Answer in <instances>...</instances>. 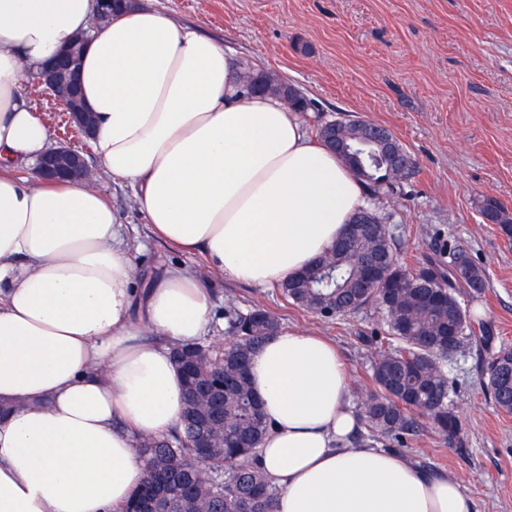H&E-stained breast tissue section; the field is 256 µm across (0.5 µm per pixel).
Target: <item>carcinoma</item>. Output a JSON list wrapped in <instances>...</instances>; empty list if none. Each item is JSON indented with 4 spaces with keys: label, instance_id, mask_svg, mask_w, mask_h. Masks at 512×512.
<instances>
[{
    "label": "carcinoma",
    "instance_id": "obj_1",
    "mask_svg": "<svg viewBox=\"0 0 512 512\" xmlns=\"http://www.w3.org/2000/svg\"><path fill=\"white\" fill-rule=\"evenodd\" d=\"M363 120L337 119L318 128L323 141L336 142V154L368 188L379 195L407 174L398 171L397 141L387 145L361 133ZM485 223L512 236V215L496 199L477 202ZM349 224L333 257L279 286L292 304L323 318H346L367 308L383 316L384 336H363L371 349V384L359 396L358 439L385 438L405 447L428 421L450 448L463 444L462 419L449 403L446 366L473 341L487 347L486 390L494 404L512 412V347H489L479 336L459 297L482 293L485 271L460 248L442 246L416 269L400 261L394 229L384 218ZM278 319L257 306L246 312L224 309V342L177 345L171 357L183 377L182 430L139 442L141 479L124 512H155L162 497L170 512H274L278 488L258 464V444L266 423L248 382L257 349L274 340ZM224 382V429H210V462L199 456L194 434L205 415L199 392Z\"/></svg>",
    "mask_w": 512,
    "mask_h": 512
}]
</instances>
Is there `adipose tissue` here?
<instances>
[{"instance_id":"ef3b65f1","label":"adipose tissue","mask_w":512,"mask_h":512,"mask_svg":"<svg viewBox=\"0 0 512 512\" xmlns=\"http://www.w3.org/2000/svg\"><path fill=\"white\" fill-rule=\"evenodd\" d=\"M95 0H0V512H122L139 440L177 429L170 355L214 313L193 273L150 279L95 186L29 181L49 147L23 100L28 71L89 26ZM93 152L131 183L154 237L223 275L270 288L327 253L365 203L362 182L297 112L242 89L223 45L132 7L81 59ZM249 379L275 512H477L458 482L411 455L354 441L346 367L320 336L281 333Z\"/></svg>"}]
</instances>
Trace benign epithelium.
I'll return each mask as SVG.
<instances>
[{
    "label": "benign epithelium",
    "instance_id": "obj_1",
    "mask_svg": "<svg viewBox=\"0 0 512 512\" xmlns=\"http://www.w3.org/2000/svg\"><path fill=\"white\" fill-rule=\"evenodd\" d=\"M101 5L93 16L92 30H100L116 11H121L133 0H99ZM89 37L80 34L75 44L60 50L42 63L34 73L33 85L51 92L63 106L69 128L85 141L93 138L96 121L94 113L83 104L80 92L79 47ZM88 147H76L66 142L49 148L34 164V174L43 181L84 182L90 175L87 160Z\"/></svg>",
    "mask_w": 512,
    "mask_h": 512
}]
</instances>
